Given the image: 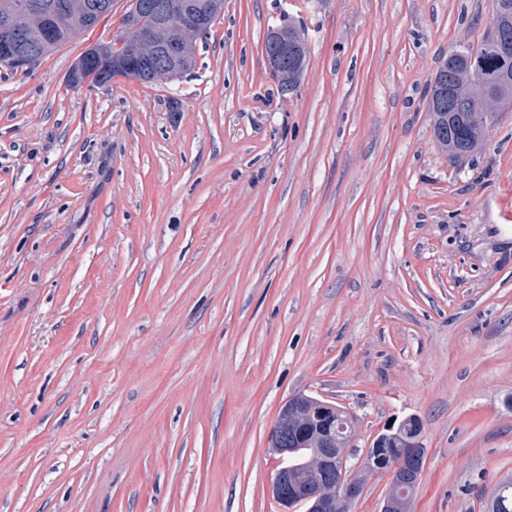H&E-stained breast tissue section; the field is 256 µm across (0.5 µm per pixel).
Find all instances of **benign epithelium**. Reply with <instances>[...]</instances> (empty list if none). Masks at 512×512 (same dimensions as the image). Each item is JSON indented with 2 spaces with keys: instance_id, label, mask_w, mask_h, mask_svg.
Instances as JSON below:
<instances>
[{
  "instance_id": "1",
  "label": "benign epithelium",
  "mask_w": 512,
  "mask_h": 512,
  "mask_svg": "<svg viewBox=\"0 0 512 512\" xmlns=\"http://www.w3.org/2000/svg\"><path fill=\"white\" fill-rule=\"evenodd\" d=\"M85 15L93 20L112 12V0H87L81 5ZM71 10L65 0L48 6L33 5L30 11L39 18L41 39L30 41L13 26L6 13L0 20L5 36L0 39V66L24 69L32 66V57L53 49L61 18ZM224 12V0H178L158 8L151 0H130L122 18L120 30L107 43L90 45L69 74V82L83 87L88 79L84 74L95 63L105 60L112 68V77H123L142 56L160 60L157 67L144 70L151 82L172 81L188 71V60L196 54L197 40L202 37L215 16ZM314 403L321 413L336 411V406L319 398L299 393L284 403L280 417L299 420L303 409ZM407 416L387 426L373 439L372 446L353 468L347 467L350 449L355 446L358 427L354 417L331 420L305 431L311 439V455L298 457L299 449L288 444H273L271 451L278 459V470L269 485V496L277 503L279 512H352L353 504L364 490L366 477L379 471L375 449L383 448L402 432ZM427 456L420 441L407 443L406 459L412 479L403 481L396 474L404 467L398 463L392 480L383 496L381 512H405L409 509Z\"/></svg>"
}]
</instances>
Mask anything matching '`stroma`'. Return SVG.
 Instances as JSON below:
<instances>
[{"mask_svg":"<svg viewBox=\"0 0 512 512\" xmlns=\"http://www.w3.org/2000/svg\"><path fill=\"white\" fill-rule=\"evenodd\" d=\"M128 8L0 66V512H278L298 393L356 416L354 463L418 415L414 512H483L512 480V111L454 161L427 99L493 0H224L183 78L70 87ZM268 39L273 43H284L288 47V66L285 68L280 76L277 78L281 91L283 92V78H288V86L285 88L286 92L295 89L303 74L307 57L301 55L296 43L292 44L291 48L288 45V31L284 29H274L268 33Z\"/></svg>","mask_w":512,"mask_h":512,"instance_id":"stroma-1","label":"stroma"}]
</instances>
